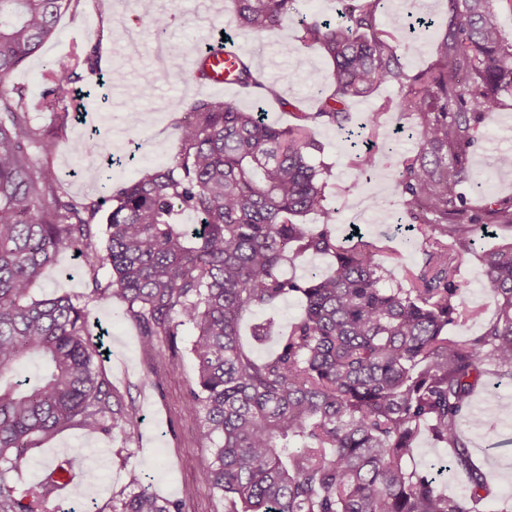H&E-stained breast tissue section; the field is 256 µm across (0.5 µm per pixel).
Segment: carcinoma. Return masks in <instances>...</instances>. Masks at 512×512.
Instances as JSON below:
<instances>
[{"mask_svg": "<svg viewBox=\"0 0 512 512\" xmlns=\"http://www.w3.org/2000/svg\"><path fill=\"white\" fill-rule=\"evenodd\" d=\"M512 0H448L437 62L414 76L377 28L380 0H338L337 19H299L300 39L317 47L334 91L298 123L278 126L256 109L219 99L190 103L175 125L178 152L138 178L89 202L64 199L49 175L54 137L70 119L67 101L98 47L74 44L72 65L49 69L34 103L7 96L5 80L56 33L71 0H0V512H49L57 477L85 464L76 454L15 496L14 474L37 441L70 423L89 436L126 435L132 416L94 368L88 312L65 296L36 299L33 284L56 255L79 252L93 294L126 305L151 373L170 367L183 327L197 366L189 406L200 416L204 481L224 512H483L492 490L469 452L463 422L489 415L472 407L485 361L512 371V243L482 253L479 276L497 305L482 333L448 332L479 320L455 280L448 255L475 245L477 232L512 229V197L475 211L459 191L481 185L469 165L480 124L512 95V30L495 5ZM239 29L262 37L299 14V0H233ZM239 87L282 101L280 85L247 60ZM394 83L400 97L384 112H410L418 153L403 161L394 191L405 199L426 250L406 284L385 286L384 250L360 240L345 247L326 205L323 151L313 128L350 123L347 102ZM32 110L50 113L31 124ZM191 213L195 223H184ZM320 216L310 226L304 217ZM307 254H330L328 274L299 282L283 274ZM109 266L107 284L97 271ZM289 295L301 315L276 353L257 359L241 345L249 310L275 308ZM43 360L30 374L26 362ZM448 449L449 471L468 495L451 497L410 459L421 432ZM149 486L113 512H181Z\"/></svg>", "mask_w": 512, "mask_h": 512, "instance_id": "cac0c4a2", "label": "carcinoma"}]
</instances>
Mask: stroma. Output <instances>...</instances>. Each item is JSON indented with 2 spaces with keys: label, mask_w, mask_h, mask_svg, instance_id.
<instances>
[{
  "label": "stroma",
  "mask_w": 512,
  "mask_h": 512,
  "mask_svg": "<svg viewBox=\"0 0 512 512\" xmlns=\"http://www.w3.org/2000/svg\"><path fill=\"white\" fill-rule=\"evenodd\" d=\"M169 16L168 43L180 53L168 64L170 76L153 87L143 88L142 74L155 67L157 39L150 25L153 13ZM405 13L412 18L428 16L435 25L428 32L404 27L393 31L389 17ZM379 29L390 30L389 44L407 67L416 74L435 62V46L448 22V0H382L376 12ZM237 36L243 51L250 54L262 72L269 74L282 89V103L264 105L267 121L292 124V106L314 107L316 92L328 88L329 67L322 53L300 41L297 20H289L282 29L262 38L237 35V19L232 0H71L58 18L57 33L41 53L24 61L7 79L10 94L21 93L36 100L43 93L41 74L48 68L71 63L73 44H99L100 54L94 70L82 73L77 86L91 97L83 119L72 121L56 145L50 163V175L60 190L78 201L95 200L105 193L99 178L100 161L74 152L75 143L84 141L92 131L107 139L118 163L111 169L113 185L134 181L143 165L164 164L178 150L174 127L187 114L193 100L209 97V90L191 85L186 79L198 52L218 38L220 33ZM140 42L139 57L122 61V37ZM122 67L124 81L114 87L112 71ZM135 101L140 111L138 123H131L124 105ZM416 118L411 114L389 112L380 123L366 130L365 138L380 157L377 174L363 182L360 158L362 148L351 147L334 126L321 124L314 135L323 144L322 160L330 165L325 195L329 208L336 211V237L344 239L350 225H359L365 240L384 246V265L389 285L404 283L408 271L424 261L421 240L398 232L391 215L405 216L403 198L395 194L393 179L402 161L416 153L417 145L409 132ZM512 151V97H504L491 123L481 127L478 143L470 155L473 170L487 183V191L463 185L462 190L474 206L486 197L512 196V172L497 170L495 156ZM376 197L381 207L363 213L360 204L365 195ZM456 279L463 286L471 306L481 308L483 318L451 325L452 335L469 339L481 333L485 320L494 317L496 304L478 277L479 261L467 255L454 259ZM109 268L90 276L84 262L73 251L58 253L53 264L43 272L33 288L38 298L66 296L85 307L93 333L101 334L105 355L95 367L108 380L125 408L132 413L134 426L129 435L100 433L87 436L84 429L67 425L44 437L29 451L16 481L17 496L38 483L46 467L74 454H82L83 484L68 499L52 497L51 512H112V498L129 491L132 480L151 487L162 498L179 502L182 512H224L223 498L201 478L197 461L205 446L198 417L189 409V390L197 376L191 353V332L183 330L177 339L172 369L160 370L157 377L146 379L148 361L144 357L136 328L125 318V306L117 300L101 301L92 292L93 281L107 282ZM302 313L298 296H288L275 309L246 312L240 322L241 342L254 357L266 358L277 348L276 339L255 342L251 336L254 323L273 319L277 333L287 331ZM473 403L491 413L493 427L465 425L464 434L474 459L483 469L493 491L488 512H512V379L490 372L485 385L479 386ZM412 457L425 472L435 476L442 490L459 497L464 483L444 472L447 449L427 436H420Z\"/></svg>",
  "instance_id": "obj_1"
}]
</instances>
